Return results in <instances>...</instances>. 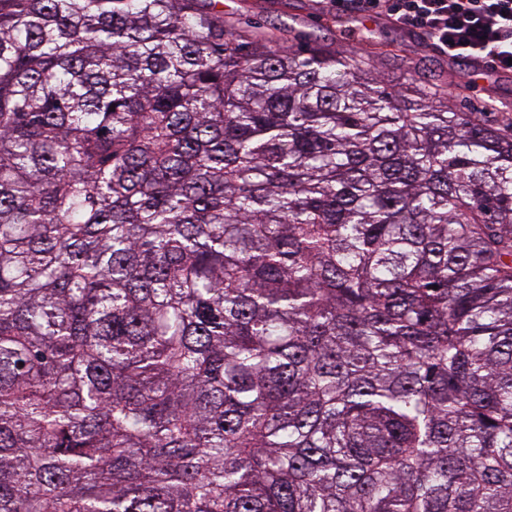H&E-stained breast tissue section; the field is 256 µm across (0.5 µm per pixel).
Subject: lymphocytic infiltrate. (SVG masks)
I'll return each mask as SVG.
<instances>
[{"label":"lymphocytic infiltrate","instance_id":"obj_1","mask_svg":"<svg viewBox=\"0 0 512 512\" xmlns=\"http://www.w3.org/2000/svg\"><path fill=\"white\" fill-rule=\"evenodd\" d=\"M337 11L385 17L452 61L512 74V0H331Z\"/></svg>","mask_w":512,"mask_h":512}]
</instances>
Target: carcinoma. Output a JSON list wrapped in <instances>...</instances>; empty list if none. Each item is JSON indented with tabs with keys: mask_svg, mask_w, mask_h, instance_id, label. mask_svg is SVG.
Returning <instances> with one entry per match:
<instances>
[{
	"mask_svg": "<svg viewBox=\"0 0 512 512\" xmlns=\"http://www.w3.org/2000/svg\"><path fill=\"white\" fill-rule=\"evenodd\" d=\"M371 71L0 0V512H512V132Z\"/></svg>",
	"mask_w": 512,
	"mask_h": 512,
	"instance_id": "1",
	"label": "carcinoma"
}]
</instances>
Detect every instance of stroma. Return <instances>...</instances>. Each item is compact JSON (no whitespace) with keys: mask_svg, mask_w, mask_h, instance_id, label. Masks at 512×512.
Masks as SVG:
<instances>
[{"mask_svg":"<svg viewBox=\"0 0 512 512\" xmlns=\"http://www.w3.org/2000/svg\"><path fill=\"white\" fill-rule=\"evenodd\" d=\"M225 28L250 44L276 40L286 48L321 44L368 59L386 78L401 73L402 61L417 66L420 80L441 86L454 109L481 112L488 123H512V77L474 75L466 62H451L422 36L383 20L364 21L337 13L329 0H220Z\"/></svg>","mask_w":512,"mask_h":512,"instance_id":"stroma-1","label":"stroma"}]
</instances>
